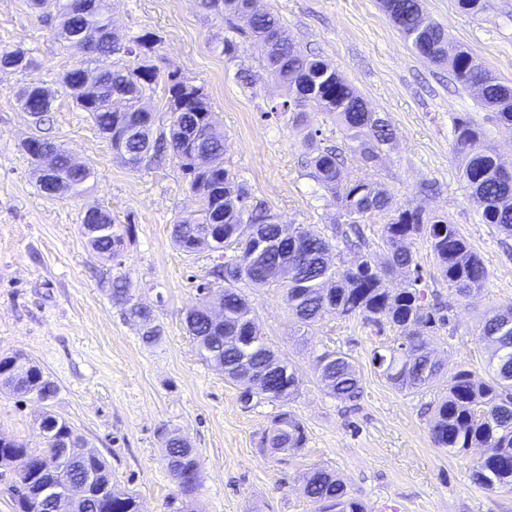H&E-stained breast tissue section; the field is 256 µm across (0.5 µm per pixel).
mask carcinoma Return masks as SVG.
Returning a JSON list of instances; mask_svg holds the SVG:
<instances>
[{"mask_svg":"<svg viewBox=\"0 0 512 512\" xmlns=\"http://www.w3.org/2000/svg\"><path fill=\"white\" fill-rule=\"evenodd\" d=\"M29 8L51 24L60 46L74 56V61L60 79V84L76 104L86 112L105 138L125 129L136 130V140L125 142L123 151L114 154L122 165V152L143 150L152 164L166 153L177 159L182 172H192L187 180L190 190L202 196L200 209L180 218L172 225L171 238L181 251L192 254L203 249L221 252L234 247L217 265L216 275L224 281V319L212 320L208 302L193 308L185 317L201 360L224 370V377L243 385L240 400L253 398L288 403L300 392V378L295 365L278 357L285 376L271 375L269 392L250 391L246 387V365L262 367L274 352L256 327L255 315L244 289L279 282L284 285L288 305L296 321L311 328L327 315L360 318L376 334L388 325L397 332L395 345L382 353L374 351L372 363L381 375L401 391L429 388L441 373V366L430 361L423 331L449 322L451 304L436 301L422 285V275L407 240L416 235L426 238L441 276L463 300L480 290L488 271L472 249L458 225L440 216L424 214L416 208L393 207L392 194L381 185L365 180L342 182L343 159L332 147H316L306 153V166L316 181L328 192L347 217L348 227L338 224L331 234L305 230L308 245L285 235L283 225L261 203L250 202L246 182L224 165V134L218 130L205 87L194 83L177 70L167 73L152 64L135 67L114 61V56L133 55L142 50L154 52L158 39L151 33L133 37L123 45L104 43L112 26L111 18L101 5L87 2L77 11L69 0H27ZM201 6L227 19L246 20L247 31L263 49L267 68L286 86L288 99L276 102L266 116L288 118L298 125L305 109L326 112L339 122L352 142L351 149L367 163L379 160L383 146L390 140L387 120L373 111L357 91L346 83L336 69L317 55L304 53L296 46L290 32L277 14L253 9L252 0H201ZM421 0H392L388 18L421 58L446 63L462 86L476 92L481 106L495 111L497 121L512 128V86L501 82L471 52L452 44L444 29L429 23L418 26ZM7 60L26 71L36 66L22 48L0 49V62ZM163 84L165 107L172 122L167 137L156 136V118L145 109L143 101ZM24 111L42 117L51 111L55 92L41 85H28L19 91ZM199 124L207 138L202 158L182 149L183 128ZM454 148L463 155L462 178L472 199L479 206L484 224H492L512 235V178L500 171L496 156L481 141L480 131L467 119L458 118L454 126ZM33 163L44 153L54 156L59 178L67 181L65 197L80 196L92 177V168L71 164L69 150L44 136L33 135L24 142ZM392 213L383 225L381 239L384 261L376 263L370 251L358 255L356 262L343 269L331 260V240L352 233L361 236L359 225L376 213ZM102 225L91 240V249L103 258L114 260L122 255L131 225L112 223L105 212L96 219L85 215L83 223ZM257 224L266 234L279 241L278 249L265 260H249L250 245L244 238L245 226ZM403 270L412 277L405 287H387L389 272ZM111 300L124 307L128 318L142 324V339L154 342L160 329L153 324L152 310L132 302L127 279L113 281ZM479 339L488 350V379L478 380L472 371L460 369L448 378V394L433 408L430 435L437 448L462 452L468 448H489L491 452L473 469V480L484 487L512 486V305L492 308L484 314ZM17 358L0 357V384L14 392H36L41 399L54 396L56 387L41 369L33 364L25 375L7 374ZM315 371L328 393L340 401L361 397L358 372L347 354L325 350L315 357ZM53 440L45 439L44 448L29 451L17 442L0 449V466L16 468L22 485L44 488L42 497L32 498L26 512H54L55 490L82 482L88 471L99 474L104 494L94 488L86 495L75 496L73 512H138L135 496L112 486V474L104 457L91 451L80 452L83 439L72 426L56 420ZM273 454L294 456L306 444L303 422L291 411L272 420L262 437ZM168 470L187 507L199 485L198 463L194 450L181 445L178 435L169 433L164 448ZM307 497L325 504L324 512H366L365 505L351 497L346 484L327 468L312 470L305 482Z\"/></svg>","mask_w":512,"mask_h":512,"instance_id":"1","label":"carcinoma"}]
</instances>
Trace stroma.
Segmentation results:
<instances>
[{
  "mask_svg": "<svg viewBox=\"0 0 512 512\" xmlns=\"http://www.w3.org/2000/svg\"><path fill=\"white\" fill-rule=\"evenodd\" d=\"M467 14L458 0H422L427 20L471 51L494 74L512 82V0H484ZM279 14L305 52L319 55L382 113L392 129L380 160L365 165L332 116L308 111L304 125L266 117L286 91L263 68L261 51L241 41L235 60L220 42L227 24L199 0H104L119 37L145 33L159 42L149 61L204 84L224 133V163L242 176L253 197L281 223L328 232L340 223L331 197L301 164L306 134L316 146L345 148L344 180L365 179L388 189L394 202L447 216L483 260V288L457 301L425 238L409 248L427 289L452 302L449 323L425 333L443 375L429 389L408 394L389 384L371 362L391 345L392 329L374 335L357 318L326 317L299 342L283 288L248 289L260 333L295 362L301 393L286 408L302 420L305 448L281 458L260 440L284 406H245L238 384L202 362L184 317L218 289L211 270L218 255L186 254L171 240L173 224L199 205L174 161L132 171L115 159L87 113L59 92L72 58L26 0H0V45L21 47L35 69L0 73V357L24 352L57 387L46 402L0 386V437L43 448L40 417L51 412L75 428L90 450L104 456L119 489L140 512H173L176 486L163 436L174 430L195 449L199 489L194 512H318L302 487L308 472L325 467L341 477L368 512H512V488L488 490L471 473L483 448L451 453L430 437L431 405L448 391V377L466 368L483 375L487 351L478 339L483 314L512 304V236L482 223L462 179L454 123L470 119L500 162L512 168V130L459 85L448 65L417 56L381 8V0H257ZM252 74L244 83L239 71ZM39 84L56 96L45 125L35 126L18 101L21 87ZM64 144L93 169L90 189L76 199L44 193L22 148L34 133ZM109 209L114 223L131 224L120 260L90 248L82 218L90 207ZM130 281L134 301L152 309L161 338L141 339L109 298L116 277ZM331 348L349 355L362 385L358 401L329 396L314 371V354Z\"/></svg>",
  "mask_w": 512,
  "mask_h": 512,
  "instance_id": "obj_1",
  "label": "stroma"
}]
</instances>
